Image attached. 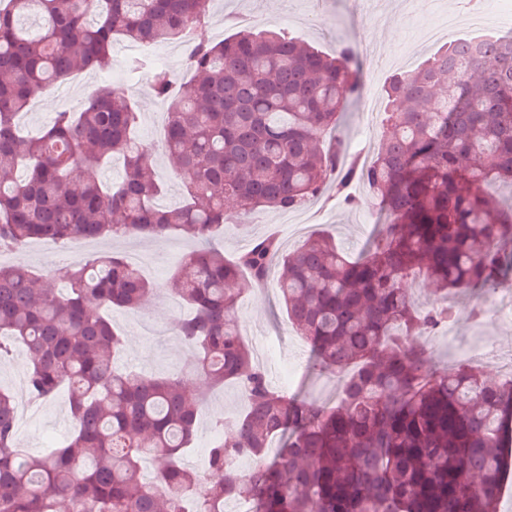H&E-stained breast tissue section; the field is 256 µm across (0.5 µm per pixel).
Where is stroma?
Listing matches in <instances>:
<instances>
[{"mask_svg": "<svg viewBox=\"0 0 512 512\" xmlns=\"http://www.w3.org/2000/svg\"><path fill=\"white\" fill-rule=\"evenodd\" d=\"M465 12L463 0H211L205 22L193 30L192 37L216 43L233 36L243 21L255 30H284L328 53L343 42H354L364 67L362 98L347 108L338 129L339 137L348 146L364 125L362 99L373 98L375 111L383 112V88L387 80L398 72L413 69L436 50V43L421 38V30L435 18L459 17ZM131 47V42L115 39L110 69L86 70V81L81 85L66 83L42 90L24 117L26 128L37 132L51 125L59 113L79 111L89 93L109 81L121 89L133 88L139 112L137 134L147 144L160 145L163 128L160 116L166 112L167 103L155 97L149 88L151 61H143L136 69L131 67ZM352 192L361 201L355 208L344 207L329 194L294 210L266 208L235 219L225 225L219 245L225 258L231 260L255 238L273 233L285 249L291 250L302 241L301 236L292 234V227L307 221L312 233H329L335 236L344 253L358 255L372 235L376 201L365 184H355ZM195 246L192 239L165 236L103 239L97 246L77 248L76 253L81 257L112 251L138 256L144 275L156 284L141 308H116L110 314L113 326L124 338L120 360L124 367L156 376L172 375L192 359V351L175 334V322L184 307L168 290L166 277ZM483 301V296L475 293L458 298L456 323L460 342L469 345L490 338L504 353L511 354L512 320L490 316L479 323L473 321L471 312ZM235 315L250 349H259L265 339L274 346L275 360L263 363L274 387L284 386L296 394L322 395L334 372L298 365V358L309 347L289 323L276 283L243 293ZM202 390L207 393V409L200 412L193 446L183 456L188 467L194 459L206 455L214 439L213 417L241 408L240 392L234 385L209 390L200 377L186 385L191 398ZM71 432L67 395L62 392L37 404L33 415L18 426L16 444L29 454L39 455L45 448L63 443Z\"/></svg>", "mask_w": 512, "mask_h": 512, "instance_id": "stroma-1", "label": "stroma"}]
</instances>
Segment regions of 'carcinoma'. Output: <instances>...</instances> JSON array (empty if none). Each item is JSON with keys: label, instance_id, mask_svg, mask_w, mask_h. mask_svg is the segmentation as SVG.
Wrapping results in <instances>:
<instances>
[{"label": "carcinoma", "instance_id": "cac0c4a2", "mask_svg": "<svg viewBox=\"0 0 512 512\" xmlns=\"http://www.w3.org/2000/svg\"><path fill=\"white\" fill-rule=\"evenodd\" d=\"M209 0H0V251L33 240L77 244L187 235L200 246L171 274L189 308L175 325L194 351L179 373L119 367L122 338L106 312L136 308L154 290L118 253L59 269L66 287L22 264L0 263V359L30 354L34 400L69 389L73 431L39 456L16 446L17 403L0 389V512H494L512 444V382L477 369H426L424 336L448 323V296L488 292L512 273V41L453 39L393 77L380 144L366 164L336 138L359 95L361 64L346 42L332 54L273 29L193 45L192 79L178 92L166 71L162 149L191 174L183 203L157 204L154 151L134 133L129 95L97 87L80 112L35 135L18 118L38 92L89 66L110 65L112 41H179ZM119 157L124 179L105 187L100 166ZM24 174L17 175L18 170ZM82 174L74 185L73 171ZM355 182L381 203L385 224L351 259L328 234L292 251L273 234L235 260L213 241L232 214L291 210L333 189L347 207ZM277 285L314 365L342 377L327 407L274 388L235 320L240 294ZM431 280L439 298L415 303L406 284ZM237 386L246 408L218 416L211 478L181 462L197 406L185 380ZM277 453L267 459L271 441ZM253 461L244 471L240 464Z\"/></svg>", "mask_w": 512, "mask_h": 512}]
</instances>
